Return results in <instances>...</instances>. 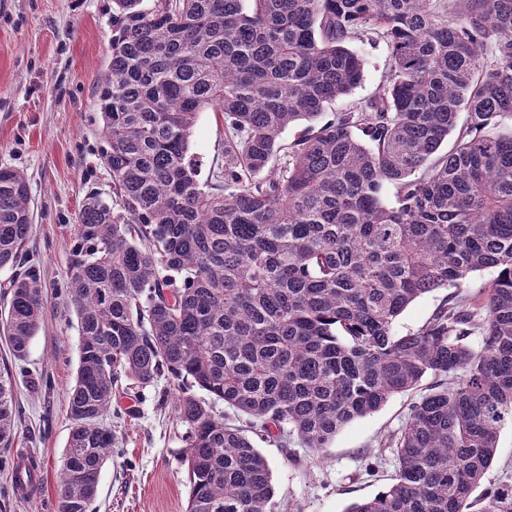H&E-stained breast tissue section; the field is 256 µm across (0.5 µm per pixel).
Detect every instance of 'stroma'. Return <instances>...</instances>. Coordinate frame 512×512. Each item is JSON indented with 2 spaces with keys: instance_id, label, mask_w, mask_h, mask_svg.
Instances as JSON below:
<instances>
[{
  "instance_id": "1",
  "label": "stroma",
  "mask_w": 512,
  "mask_h": 512,
  "mask_svg": "<svg viewBox=\"0 0 512 512\" xmlns=\"http://www.w3.org/2000/svg\"><path fill=\"white\" fill-rule=\"evenodd\" d=\"M112 39V0H0V167L26 176L34 216L29 243L45 281L46 304L32 338L25 373L16 376L20 422L12 447L0 448V512H55L58 476L72 423L67 396L79 365V330L66 305L64 280L76 218L85 196H112V179L101 158V121L95 89ZM364 81L349 103L378 94L390 62L383 39L361 44ZM224 123L206 110L196 118L191 151L200 181L210 180L223 150ZM50 376L51 390L35 385ZM179 389L166 380L139 396L118 399L104 420L116 445L103 465L92 512H187L190 483L184 462V427L173 400ZM415 399L394 396L379 411L344 427L328 448L289 451L259 444L268 459L277 504L297 503L301 512H345L382 490L395 474L391 449L380 443L405 422ZM385 464L365 472L376 454ZM34 457L42 467L37 496L17 495L11 464Z\"/></svg>"
}]
</instances>
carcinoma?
Returning <instances> with one entry per match:
<instances>
[{
  "instance_id": "1",
  "label": "carcinoma",
  "mask_w": 512,
  "mask_h": 512,
  "mask_svg": "<svg viewBox=\"0 0 512 512\" xmlns=\"http://www.w3.org/2000/svg\"><path fill=\"white\" fill-rule=\"evenodd\" d=\"M374 35L383 93L330 110ZM95 105L112 201L86 197L66 270L80 343L57 512L95 497L113 401L162 378L227 408L177 396L188 512H273L254 439L319 451L428 376L383 442L393 482L346 512H512V475L473 496L512 424V131L488 130L512 121V0H112ZM204 109L224 120L209 183L189 156ZM30 202L0 168V268L16 270L0 335L18 361L46 300ZM483 270L468 306L395 333L417 298ZM17 418L6 368L1 448Z\"/></svg>"
}]
</instances>
